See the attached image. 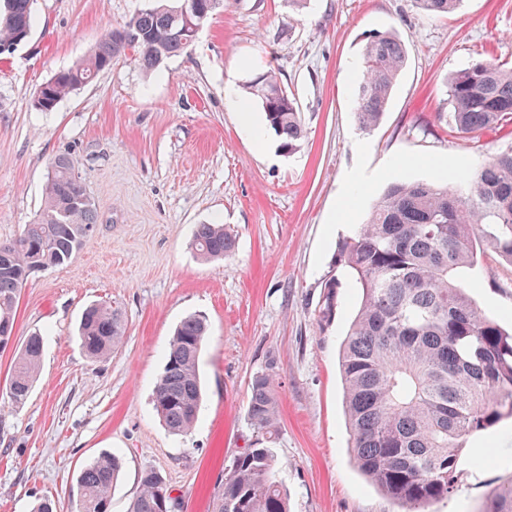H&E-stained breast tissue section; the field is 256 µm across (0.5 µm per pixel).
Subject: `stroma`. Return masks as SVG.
<instances>
[{"label": "stroma", "mask_w": 512, "mask_h": 512, "mask_svg": "<svg viewBox=\"0 0 512 512\" xmlns=\"http://www.w3.org/2000/svg\"><path fill=\"white\" fill-rule=\"evenodd\" d=\"M147 0H33L32 30L0 55V241L39 214L52 160L68 155L97 222L67 264L33 272L22 289L12 346L0 349V512L44 499L77 512L81 468L120 457L112 512H127L144 469L165 479L176 512H208L225 463L249 447L251 382L275 380L290 512H403L358 470L350 450L339 346L359 293L338 290L331 323L318 319L324 282L344 278L335 255L391 185L463 173L512 146V121L473 139L448 125V79L485 58L512 65V0H463L431 17L412 0H224L183 53L151 74L113 62L50 112L32 100L55 73L88 57L102 34ZM375 32L407 50L379 123L360 129L354 90ZM273 71L299 106L305 136L280 151L266 124L243 131L228 107ZM236 237L229 257L202 261L196 225ZM464 275L476 304L512 326V263L481 253ZM119 308L121 347L92 360L77 325L91 304ZM200 314L198 422L176 435L153 405L177 324ZM44 338L40 372L22 405L8 381L18 347ZM454 493L428 512H485L512 481V419L469 437Z\"/></svg>", "instance_id": "1"}]
</instances>
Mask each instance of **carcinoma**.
Wrapping results in <instances>:
<instances>
[{"label":"carcinoma","instance_id":"obj_1","mask_svg":"<svg viewBox=\"0 0 512 512\" xmlns=\"http://www.w3.org/2000/svg\"><path fill=\"white\" fill-rule=\"evenodd\" d=\"M32 0H0V47L24 42L32 26ZM429 16H445L463 0H412ZM180 0H149L145 8L102 35L92 54L57 72L33 98L52 111L112 62L127 55L147 72L187 45L174 10ZM406 64L401 41L389 32L366 43L363 76L355 89L360 128L375 127ZM266 124L288 154L300 147L304 129L297 102L274 72L249 83ZM451 124L477 137L512 120V68L479 60L448 81ZM463 196L444 182H405L387 188L365 224L339 245L335 263L361 290L340 347L346 417L359 471L407 512H426L454 492L459 457L467 437L512 417V332L478 310L457 281L474 265L482 245L512 263V148L494 154L467 179ZM97 223L92 198L74 164L58 155L50 165L44 204L21 236L0 242V348L15 330L16 308L35 267L70 261ZM192 245L205 260H221L235 237L220 223L199 224ZM319 319L331 322L338 298L336 279L324 284ZM85 354L104 358L122 343V313L100 304L80 319ZM208 333L205 317L191 315L169 341L154 391V408L175 434L191 431L202 405L198 360ZM43 337L28 336L9 379V400L29 396L37 376ZM247 421L258 447L235 455L215 488L211 512H288L279 479L281 465L270 444L278 437L274 380L258 374L251 383ZM121 470L116 455L85 465L73 487L78 512H108ZM129 512H172L164 478L152 469ZM486 512H512V482L501 487Z\"/></svg>","mask_w":512,"mask_h":512}]
</instances>
